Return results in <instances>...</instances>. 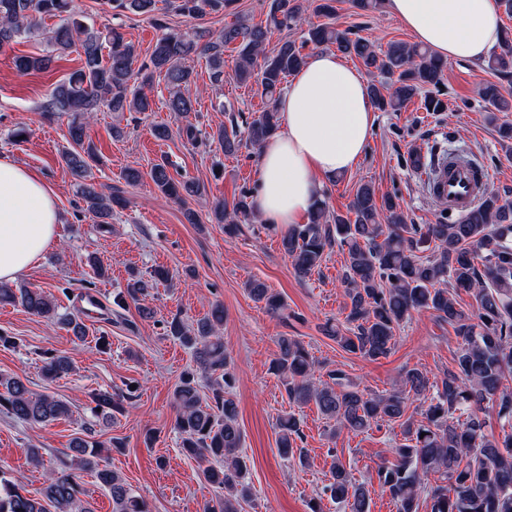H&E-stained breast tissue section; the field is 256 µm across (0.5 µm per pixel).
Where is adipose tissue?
Returning a JSON list of instances; mask_svg holds the SVG:
<instances>
[{
  "label": "adipose tissue",
  "mask_w": 512,
  "mask_h": 512,
  "mask_svg": "<svg viewBox=\"0 0 512 512\" xmlns=\"http://www.w3.org/2000/svg\"><path fill=\"white\" fill-rule=\"evenodd\" d=\"M389 12L441 58L482 65L504 39L500 0H386ZM365 74L330 50L313 52L277 102L278 130L258 167L256 213L269 224L306 222L323 186L356 170L376 108ZM54 189L0 155V282L25 274L57 241Z\"/></svg>",
  "instance_id": "1"
}]
</instances>
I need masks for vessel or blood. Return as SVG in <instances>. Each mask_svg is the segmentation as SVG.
<instances>
[{"instance_id":"vessel-or-blood-1","label":"vessel or blood","mask_w":512,"mask_h":512,"mask_svg":"<svg viewBox=\"0 0 512 512\" xmlns=\"http://www.w3.org/2000/svg\"><path fill=\"white\" fill-rule=\"evenodd\" d=\"M489 174L469 164L453 161L434 171L429 178L433 198L453 214L464 213L481 197Z\"/></svg>"}]
</instances>
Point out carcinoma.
<instances>
[{
	"instance_id": "obj_1",
	"label": "carcinoma",
	"mask_w": 512,
	"mask_h": 512,
	"mask_svg": "<svg viewBox=\"0 0 512 512\" xmlns=\"http://www.w3.org/2000/svg\"><path fill=\"white\" fill-rule=\"evenodd\" d=\"M234 0H172L175 12L191 17L222 14ZM104 12H131L151 16L156 0H102ZM313 10L328 22L310 27L300 41L284 40L267 50L273 30H291L303 23L302 0H269L267 24L256 25L243 17L218 31L178 32L165 24L148 60L139 68L135 46L119 28L102 24L95 28L69 14V0H0V48L40 30L47 18L59 23L46 32L50 52L62 55L78 48L82 67L58 84L47 112H69L64 159L77 181V193L86 211L105 226L112 221V203L118 202L98 190L92 174L99 162L86 133V116L105 109L109 112L153 111V100L144 87L161 77L170 87L169 111L184 118L194 111L191 86L193 70L185 61L193 54L206 56L210 80L224 82V49L238 50L236 78L254 82L260 96L274 101L287 77L305 63V48L334 47L345 56L361 60L381 80L368 84L369 95L382 112H400L418 98L424 109L443 112L440 98L444 61L429 48L397 42L377 54L370 44L337 29L329 19L335 15L333 0H312ZM108 54H103V49ZM48 56H18L21 72L44 69ZM494 71H512V40L504 39L500 52L487 60ZM487 118L497 126L502 143L512 142V124L498 123L497 113L507 109L497 85L480 91ZM276 106H267L248 123L246 135L235 126L220 125L201 133L188 122L179 136L194 144L201 138L226 155L238 153L245 144L261 146L278 128ZM150 178L167 197L184 200L200 196L205 187L175 179L170 164H154ZM250 193L241 191L227 207L218 203L214 220L224 233H241V224L251 221ZM284 254L295 274L305 279L320 267L326 253L338 246L345 254L341 283L348 313L344 329H326V334L346 352L366 360L390 354L396 332L413 313L430 312L448 323L457 337L454 366L430 383L420 369L407 372L404 389L388 394L366 393L349 383L340 370L316 376V362L295 338L283 336L273 370L283 377L288 400L297 407L313 403L333 422L331 436L346 430L360 433L381 426L399 427L403 442L392 449L393 460L378 465L376 475L383 491L396 503L397 512H419L420 503L430 512H512V388L504 384L512 377V200L497 189H484L482 199L467 213L450 216L434 224H409L395 197H379L369 183L358 186L346 214L331 213L325 202L316 203L305 224H290L280 233ZM169 272L159 269L149 276L131 272L124 298L137 303ZM250 296L267 310L283 308L279 295L264 282L248 284ZM464 291L475 301L466 314L456 296ZM0 304L21 306L31 315L50 320L71 333L74 341L86 339L87 328L79 317L60 312L57 303L40 288H14L0 283ZM224 308L212 307L209 316L188 324L175 315L166 321L167 336L190 350L195 367L186 370L173 392L177 410L175 429L181 448L188 455L213 460L216 465L202 471L206 482L224 491L209 501L204 512H239L240 503L250 499V461L243 453V433L238 406L229 388L233 381L232 360L224 346L221 330ZM73 368L69 355L53 354L44 365L46 379L53 380ZM210 380L211 395L204 398L199 376ZM497 402L498 415L507 428L495 435L486 430L485 403ZM98 414L107 420L122 400L104 392L95 398ZM0 411L27 424H48L69 415L62 400L47 393L37 394L20 378L0 374ZM301 419L290 413L279 420V455L306 467L308 457L300 442ZM121 447L89 433L71 439L59 457L58 466L40 491L26 489L22 478L0 469V512H93L80 498L74 471L93 474L112 498V512H151L126 480L112 471L102 448ZM345 502L350 512H370V491L352 481L342 462L335 458L331 476L310 512H322L323 497Z\"/></svg>"
}]
</instances>
